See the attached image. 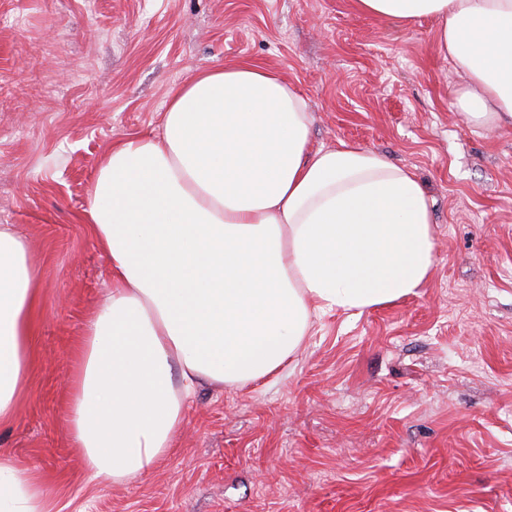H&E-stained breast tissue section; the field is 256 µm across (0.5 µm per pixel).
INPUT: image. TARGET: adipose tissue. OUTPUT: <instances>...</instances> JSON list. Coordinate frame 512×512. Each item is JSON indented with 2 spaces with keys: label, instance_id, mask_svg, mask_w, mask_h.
<instances>
[{
  "label": "adipose tissue",
  "instance_id": "adipose-tissue-1",
  "mask_svg": "<svg viewBox=\"0 0 512 512\" xmlns=\"http://www.w3.org/2000/svg\"><path fill=\"white\" fill-rule=\"evenodd\" d=\"M400 35L440 20L466 77L458 113L512 122V0H356ZM308 105L270 68L195 74L160 133L112 144L82 220L112 288L90 318L67 426L91 478L152 470L205 383L276 371L311 319L417 295L435 259L426 192L409 169L357 145L312 149ZM37 271L0 228V427L31 365ZM0 512H51L48 485L0 455Z\"/></svg>",
  "mask_w": 512,
  "mask_h": 512
}]
</instances>
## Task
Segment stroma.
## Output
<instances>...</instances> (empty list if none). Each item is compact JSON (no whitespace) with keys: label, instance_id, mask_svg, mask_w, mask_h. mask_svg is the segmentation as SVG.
<instances>
[{"label":"stroma","instance_id":"stroma-1","mask_svg":"<svg viewBox=\"0 0 512 512\" xmlns=\"http://www.w3.org/2000/svg\"><path fill=\"white\" fill-rule=\"evenodd\" d=\"M437 28L394 38L353 0H0V225L27 242L40 295L0 454L45 478L53 512H512V127L457 116L464 78ZM239 61L306 99L313 148L413 171L432 273L418 295L319 315L260 382L202 385L148 474L90 479L66 402L111 276L76 217L112 142Z\"/></svg>","mask_w":512,"mask_h":512}]
</instances>
